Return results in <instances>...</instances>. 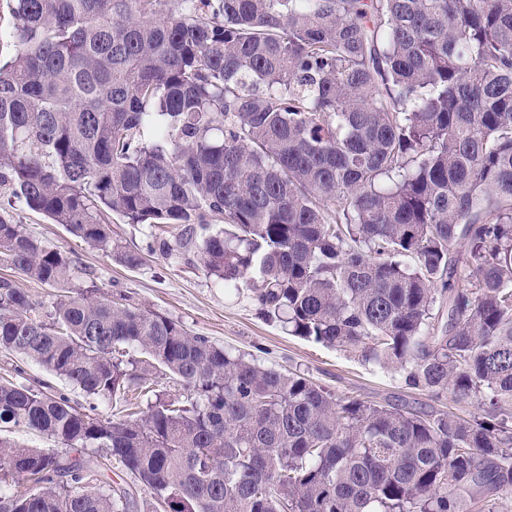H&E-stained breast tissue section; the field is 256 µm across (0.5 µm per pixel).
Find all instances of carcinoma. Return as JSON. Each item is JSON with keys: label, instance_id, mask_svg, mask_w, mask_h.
<instances>
[{"label": "carcinoma", "instance_id": "1", "mask_svg": "<svg viewBox=\"0 0 512 512\" xmlns=\"http://www.w3.org/2000/svg\"><path fill=\"white\" fill-rule=\"evenodd\" d=\"M6 2L0 190L129 268L104 214L175 225L224 293L253 280L266 320L432 403L342 397L74 288L0 216V263L56 290L41 316L0 276L1 352L89 398L178 387L114 421L0 380V512H129L114 462L163 512H508L512 0Z\"/></svg>", "mask_w": 512, "mask_h": 512}]
</instances>
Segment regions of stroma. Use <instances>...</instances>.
I'll list each match as a JSON object with an SVG mask.
<instances>
[{
  "mask_svg": "<svg viewBox=\"0 0 512 512\" xmlns=\"http://www.w3.org/2000/svg\"><path fill=\"white\" fill-rule=\"evenodd\" d=\"M27 233L51 248L67 253L75 264V284L95 285L101 296L124 295L128 302L168 316L214 343L252 354L259 362L282 370L301 369L333 393L364 401L406 399L427 403V392L403 386L396 372L382 368L344 349L326 348L288 335L266 321L252 298L249 284H241L235 295L210 278L198 262L196 252H178L162 258L149 250L153 230L146 225L124 223L111 217L114 238L139 251L144 264L131 270L102 251L89 248L80 238L45 215L22 203L0 212ZM22 367L29 380L50 384L68 394L74 404L88 406V399L41 366L15 355L0 353V376Z\"/></svg>",
  "mask_w": 512,
  "mask_h": 512,
  "instance_id": "obj_1",
  "label": "stroma"
}]
</instances>
